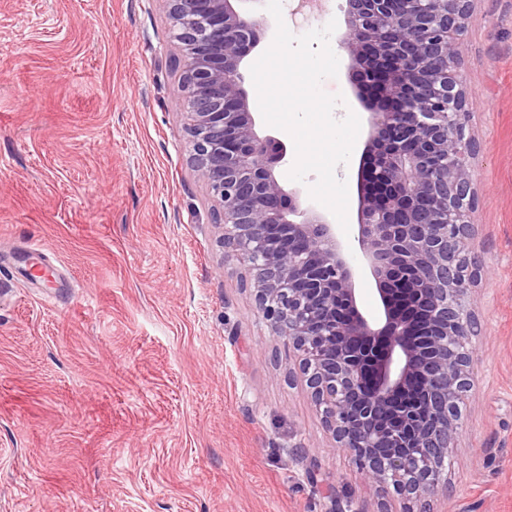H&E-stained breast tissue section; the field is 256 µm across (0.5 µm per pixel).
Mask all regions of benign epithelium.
Listing matches in <instances>:
<instances>
[{
	"label": "benign epithelium",
	"instance_id": "7a95c632",
	"mask_svg": "<svg viewBox=\"0 0 512 512\" xmlns=\"http://www.w3.org/2000/svg\"><path fill=\"white\" fill-rule=\"evenodd\" d=\"M472 0H347L340 45L369 134L357 236L274 174L287 150L260 137L240 65L262 20L231 0H167L191 157L218 204L224 257L244 268L269 334L288 344L325 430L366 485L417 503L447 479L475 369V193L459 81ZM372 277L381 313L358 307Z\"/></svg>",
	"mask_w": 512,
	"mask_h": 512
}]
</instances>
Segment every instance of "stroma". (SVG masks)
Here are the masks:
<instances>
[{
	"label": "stroma",
	"mask_w": 512,
	"mask_h": 512,
	"mask_svg": "<svg viewBox=\"0 0 512 512\" xmlns=\"http://www.w3.org/2000/svg\"><path fill=\"white\" fill-rule=\"evenodd\" d=\"M330 44L321 87L367 120ZM174 49L165 0H0V512L397 510L224 258ZM461 73L478 365L426 507L512 512V0H473Z\"/></svg>",
	"instance_id": "1"
}]
</instances>
